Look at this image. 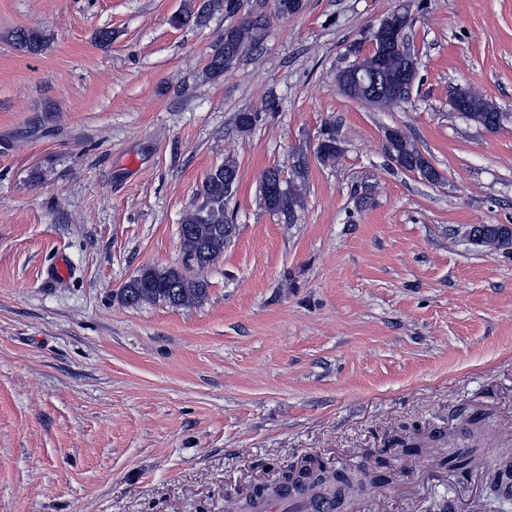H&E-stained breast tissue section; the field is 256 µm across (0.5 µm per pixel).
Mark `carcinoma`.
Masks as SVG:
<instances>
[{"mask_svg":"<svg viewBox=\"0 0 512 512\" xmlns=\"http://www.w3.org/2000/svg\"><path fill=\"white\" fill-rule=\"evenodd\" d=\"M224 10V0H191L182 10L171 17V23L182 26L192 23L203 26L210 17ZM389 21L397 26L399 46L362 62L367 80L362 83H348L339 89L349 98L373 104L379 108H390L404 103L409 98L411 83L397 85L386 91L374 86V77L410 74L411 57L402 50L405 42V29L409 26L408 16L391 15ZM264 30V18L261 14L250 16L239 25L224 30V39L209 54L205 75L209 79L221 77L229 72L239 61L241 55L254 50L260 44ZM16 47L26 53L37 54L43 48L38 31L20 29L14 34ZM466 104L461 115L475 125L495 131L504 118L503 113L495 111V105L470 89H461L453 102V108ZM386 150L398 166L408 170L417 167L430 171L434 179L439 173L431 166L427 158L411 140L398 128L389 129L385 135ZM341 153L340 142L332 129L323 133L315 155L323 162H329ZM239 168L232 157L212 167L203 177L197 188L196 196L200 203L188 209L180 225L181 246L185 254L182 268L146 267L131 278L122 288L120 297L127 305H139L145 302H164L173 307L190 306L201 302L207 294V283L198 277L186 273L191 267L202 270L224 254V248L236 235L237 225L232 223L226 204L233 196L238 184ZM281 176L277 168L265 170L261 176L259 192L265 208L283 216L286 223L294 222L295 215L302 208V187L295 182L277 184L273 178ZM471 241L481 247L495 250L512 249V226L507 224H478L472 226ZM350 478L342 473L330 472L326 466H292L284 471L272 493H266L265 487L255 490L253 496L245 499L244 510L253 512L259 498H278L291 492L310 498L315 504H326L336 509Z\"/></svg>","mask_w":512,"mask_h":512,"instance_id":"cac0c4a2","label":"carcinoma"}]
</instances>
